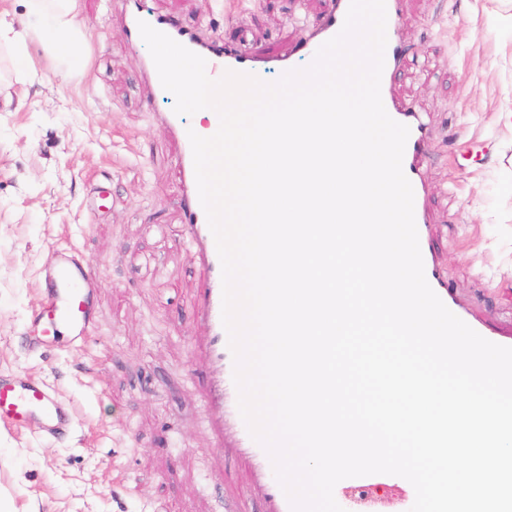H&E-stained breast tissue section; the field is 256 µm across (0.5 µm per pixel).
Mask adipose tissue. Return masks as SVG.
<instances>
[{
  "label": "adipose tissue",
  "mask_w": 512,
  "mask_h": 512,
  "mask_svg": "<svg viewBox=\"0 0 512 512\" xmlns=\"http://www.w3.org/2000/svg\"><path fill=\"white\" fill-rule=\"evenodd\" d=\"M76 3L77 0H25L27 27L16 30L12 22L0 17V44L21 57L28 41L34 40L52 58H69L71 46L83 37Z\"/></svg>",
  "instance_id": "ef3b65f1"
}]
</instances>
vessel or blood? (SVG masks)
Segmentation results:
<instances>
[{
  "instance_id": "b4317fda",
  "label": "vessel or blood",
  "mask_w": 512,
  "mask_h": 512,
  "mask_svg": "<svg viewBox=\"0 0 512 512\" xmlns=\"http://www.w3.org/2000/svg\"><path fill=\"white\" fill-rule=\"evenodd\" d=\"M349 2L329 0L326 10L300 35L292 51L284 54L264 49L246 51L233 40L217 41L203 37L199 31L179 20L154 11L147 0H124L123 22L132 45H142L138 24L147 22L203 57L206 73L211 79H220L229 71L249 73L264 79L270 75L278 77L294 69L296 58H314L320 46L341 30ZM400 8L401 0H386L389 30L381 97L389 116L410 130L403 170L414 191V216L426 279L446 307L463 319L467 313L454 301L431 248L421 172L428 144L427 128L418 112L396 97L393 91L392 79L400 70L404 56V48L394 30ZM158 118L180 143L182 232L193 262L204 272V282L191 310V319L206 330L202 359L208 379L205 398L208 419L219 447L231 454L236 464L249 475L244 497L225 496L224 512H246L245 502L249 499L257 503L258 512H291L268 454L250 436L238 409V392L233 381L234 359L222 323V267L198 196L189 126L183 116L172 111L159 113ZM41 285V301L29 315L30 343L50 345L64 337L75 346L84 343L95 330V302L102 286L99 276L79 252L62 248L53 251L45 263ZM71 422L69 406L42 383L31 378L0 380V425L20 428L33 424L43 433L55 435L68 430ZM345 484L360 493L394 485L401 489L406 503L415 500L412 485L394 475L349 478Z\"/></svg>"
}]
</instances>
